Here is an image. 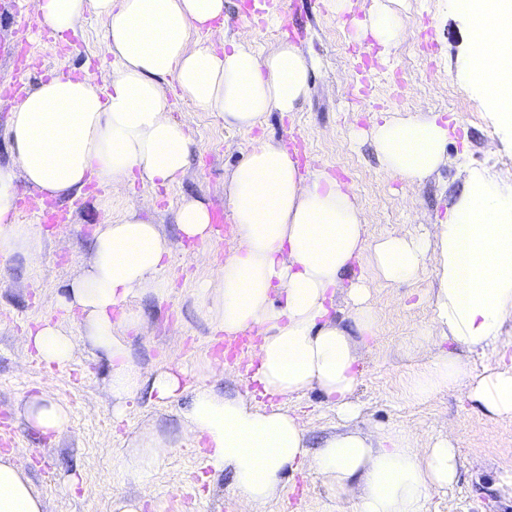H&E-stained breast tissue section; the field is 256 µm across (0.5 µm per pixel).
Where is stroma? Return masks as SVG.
Instances as JSON below:
<instances>
[{"mask_svg":"<svg viewBox=\"0 0 512 512\" xmlns=\"http://www.w3.org/2000/svg\"><path fill=\"white\" fill-rule=\"evenodd\" d=\"M245 0H224L229 38L265 54L280 39L271 30L252 27L241 18ZM327 0L300 4L303 33L295 43L310 65L308 96L300 111L268 113L249 131L226 129L218 113L175 100L172 116L196 140V152L181 183L151 188L135 185L119 193L87 185L77 198L56 199L66 223L43 225L34 214H19L32 225L30 253H17L0 266V450H15V464L30 478L44 512H112L119 496L143 500V512H231V472L217 473L191 447L175 449L157 468L139 479L122 476L123 456L151 432L180 439L181 404L150 405L137 401L123 419L112 412L108 389L111 367L101 354L78 345L64 370L48 371L23 341L44 317L64 320L74 335L84 333L82 317L70 316L62 300L83 272L100 224L116 221L129 210L157 225L174 244L165 299L146 294L129 302L140 323L127 342L141 366L164 364L176 355L188 370L189 383L218 348L211 296L214 271L233 247V232L206 244L181 238L174 215L183 199L207 207L224 202V178L259 142L283 144L293 133L306 146L308 165L325 168L352 187L362 206L370 239L387 234L416 235L444 219L468 173L487 172L512 185V133L501 130L483 88L466 61L468 23L456 17L450 0H404L405 33L388 52L372 38L354 39L353 21L366 18L372 0H353L351 16L329 12ZM105 23L92 16L77 30L68 51L63 39L46 41L40 30L22 29L13 0H0V42L15 50L0 59V84L26 67L24 88L35 87L49 72L99 75L112 61L104 41ZM431 111L450 123L448 159L416 190L382 169L370 143L354 141L351 128L370 129L382 117ZM366 280L378 316L375 337L356 336L364 372L356 390L362 406L360 427H404L416 431L419 447L437 433L453 432L462 462L452 489L433 492L428 512H512V497L502 493L501 476L512 472V422L486 415L463 393L445 389L430 399L409 397L407 382L428 355L414 344L432 311L426 292L431 271L413 282L377 278L370 257L355 262L345 286ZM43 395L64 401L70 414L57 434H40L28 425L26 404ZM299 416L310 448L336 430V413L324 396L310 391L289 400ZM261 512H353L327 481L310 471L286 475L283 486Z\"/></svg>","mask_w":512,"mask_h":512,"instance_id":"35a3bbf8","label":"stroma"}]
</instances>
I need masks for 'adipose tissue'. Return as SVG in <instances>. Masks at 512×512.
I'll return each instance as SVG.
<instances>
[{"mask_svg": "<svg viewBox=\"0 0 512 512\" xmlns=\"http://www.w3.org/2000/svg\"><path fill=\"white\" fill-rule=\"evenodd\" d=\"M41 28L64 34L88 15L105 20L113 61L99 77L57 75L26 93L15 106L8 134L18 166L0 165V260L32 238L17 219L18 180L55 197L80 193L97 181L171 186L185 175L196 146L172 118L166 83L181 99L216 112L226 128L248 131L270 112H295L309 90V65L294 43L262 55L226 40L224 48H189L191 32L211 31L224 0H30ZM469 18V61L474 79L512 128V50L487 54L491 43L512 40V0H452ZM357 36L390 48L404 34L399 10L373 0ZM371 142L384 172L415 188L443 163L448 128L426 111L374 123ZM224 201L236 244L216 271L213 304L218 329L250 333L260 342L250 353L259 398L227 394L211 381L222 364L204 368L205 383L183 385L176 360L142 370L125 341L139 316L127 302L152 294L165 298L173 248L156 224L126 213L99 227L87 269L68 290L66 309L80 310L86 332L76 339L64 322L44 318L29 329L26 346L49 366L64 368L79 342L110 362L109 391L117 412L144 399L164 404L186 398L182 422L189 441L216 472L230 471L237 512H260L285 474L308 468L323 476L354 512H426L432 492L451 487L460 458L450 435L427 447L405 428L354 429L360 357L348 332L330 314L333 298L353 260L369 254L387 282L417 279L432 267L427 293L430 326L414 342L430 351L427 364L407 384L425 400L456 389L491 417L512 421V362L502 358L506 323H512V187L471 171L445 221L425 237L385 235L368 241L362 208L351 187L325 169L300 170L288 151L261 142L229 174ZM175 222L183 238L212 237L211 216L198 200L181 202ZM453 343L448 352L444 343ZM488 351L493 363L469 372L463 352ZM318 391L333 405L340 426L310 449L298 416L285 403ZM30 425L57 433L69 421L58 399L32 397ZM174 450L168 437L141 440L124 458V473L141 477ZM0 512H43V503L13 453L0 455Z\"/></svg>", "mask_w": 512, "mask_h": 512, "instance_id": "adipose-tissue-1", "label": "adipose tissue"}]
</instances>
